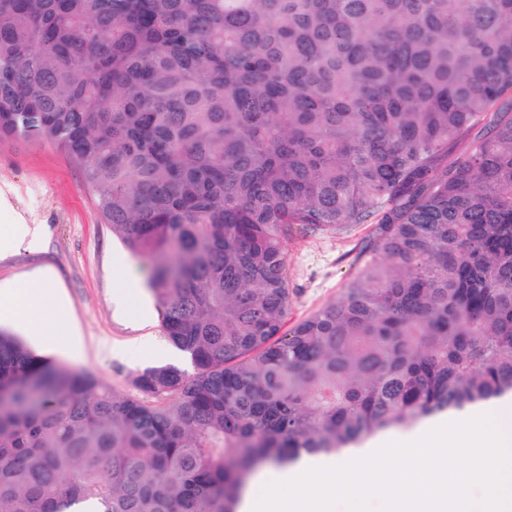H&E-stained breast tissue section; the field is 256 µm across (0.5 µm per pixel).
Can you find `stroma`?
<instances>
[{
	"instance_id": "obj_1",
	"label": "stroma",
	"mask_w": 512,
	"mask_h": 512,
	"mask_svg": "<svg viewBox=\"0 0 512 512\" xmlns=\"http://www.w3.org/2000/svg\"><path fill=\"white\" fill-rule=\"evenodd\" d=\"M0 194L41 236L39 251L0 256V282L32 279L50 268L70 307L78 346L55 354L54 363L91 373L116 394L134 395L133 376L166 361L141 353L138 345L164 334L147 284L118 301L121 284L112 261L124 246L102 221L79 168L52 144L2 139ZM369 230L364 224L344 234L312 233L287 242L289 322L336 299L356 269L358 246Z\"/></svg>"
}]
</instances>
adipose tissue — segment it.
I'll list each match as a JSON object with an SVG mask.
<instances>
[{
	"label": "adipose tissue",
	"instance_id": "ef3b65f1",
	"mask_svg": "<svg viewBox=\"0 0 512 512\" xmlns=\"http://www.w3.org/2000/svg\"><path fill=\"white\" fill-rule=\"evenodd\" d=\"M51 270L35 280L0 284V322L23 324L31 336L49 350H74L76 331L70 322L63 296L49 295Z\"/></svg>",
	"mask_w": 512,
	"mask_h": 512
}]
</instances>
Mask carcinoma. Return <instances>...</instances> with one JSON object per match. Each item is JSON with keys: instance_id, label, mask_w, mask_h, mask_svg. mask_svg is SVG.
I'll return each instance as SVG.
<instances>
[{"instance_id": "cac0c4a2", "label": "carcinoma", "mask_w": 512, "mask_h": 512, "mask_svg": "<svg viewBox=\"0 0 512 512\" xmlns=\"http://www.w3.org/2000/svg\"><path fill=\"white\" fill-rule=\"evenodd\" d=\"M150 268L136 397L0 332V512H238L255 472L512 394V0H0V139ZM372 230L284 329L285 244Z\"/></svg>"}]
</instances>
